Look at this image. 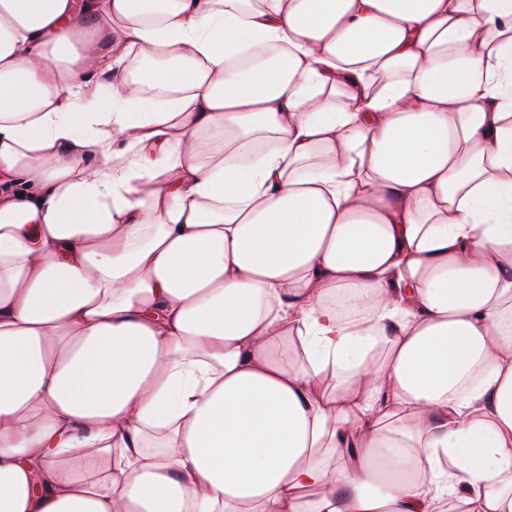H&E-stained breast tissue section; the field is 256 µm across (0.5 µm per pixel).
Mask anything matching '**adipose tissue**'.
Segmentation results:
<instances>
[{
	"label": "adipose tissue",
	"instance_id": "obj_1",
	"mask_svg": "<svg viewBox=\"0 0 512 512\" xmlns=\"http://www.w3.org/2000/svg\"><path fill=\"white\" fill-rule=\"evenodd\" d=\"M453 501L512 512V0H0V512Z\"/></svg>",
	"mask_w": 512,
	"mask_h": 512
}]
</instances>
